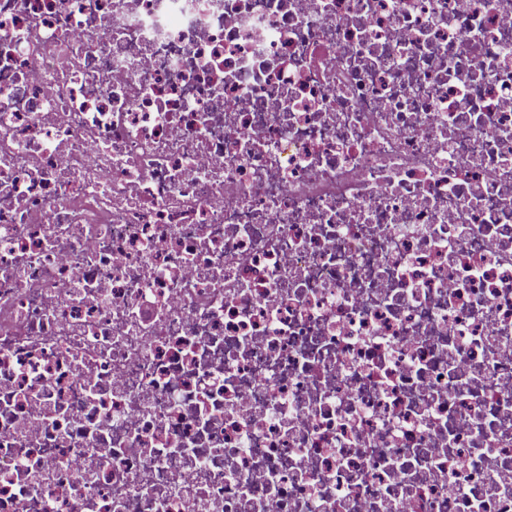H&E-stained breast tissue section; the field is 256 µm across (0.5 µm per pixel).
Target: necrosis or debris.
Returning <instances> with one entry per match:
<instances>
[{
	"label": "necrosis or debris",
	"instance_id": "obj_1",
	"mask_svg": "<svg viewBox=\"0 0 512 512\" xmlns=\"http://www.w3.org/2000/svg\"><path fill=\"white\" fill-rule=\"evenodd\" d=\"M0 512H512V0H0Z\"/></svg>",
	"mask_w": 512,
	"mask_h": 512
}]
</instances>
